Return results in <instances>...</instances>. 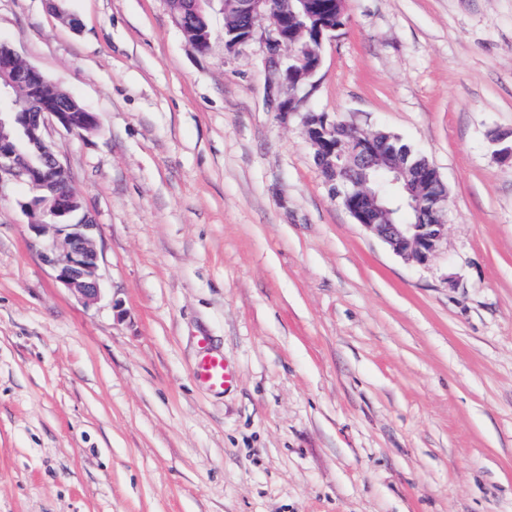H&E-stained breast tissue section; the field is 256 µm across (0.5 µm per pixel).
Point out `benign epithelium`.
Listing matches in <instances>:
<instances>
[{
    "mask_svg": "<svg viewBox=\"0 0 512 512\" xmlns=\"http://www.w3.org/2000/svg\"><path fill=\"white\" fill-rule=\"evenodd\" d=\"M207 0H169L177 24L195 47L204 52L210 42ZM321 0H224V44L229 50L250 40L259 23L268 22L267 71L275 76L268 89L272 109L284 116L298 111L304 98L297 91L320 68L319 48L325 38L341 26L336 21L316 22ZM293 49L286 55L284 49ZM0 63V130L27 118L25 133L36 144L38 167L24 161L10 137L0 133V183L4 179L29 185L36 195L24 203L29 227L40 254L56 279L85 302L98 298L102 276L96 246L99 225L85 211L82 199L70 188L67 174L47 138L51 125L82 136L97 126L92 112H70L74 98L63 96L62 109H43L37 95L22 99L15 95L22 76L34 83L47 82L35 67L22 64L11 46L5 47ZM306 133L315 160L326 181L356 223L381 238L402 259L423 265L438 251L445 235L448 194L438 171L430 164L406 166V157L388 137L370 135L358 127L325 113L309 112ZM494 155L512 164V130L491 138ZM388 172L391 196L400 209H412L421 221L395 223L382 219L387 210L378 181L371 169Z\"/></svg>",
    "mask_w": 512,
    "mask_h": 512,
    "instance_id": "7a95c632",
    "label": "benign epithelium"
}]
</instances>
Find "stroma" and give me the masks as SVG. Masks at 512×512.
Instances as JSON below:
<instances>
[{"label":"stroma","mask_w":512,"mask_h":512,"mask_svg":"<svg viewBox=\"0 0 512 512\" xmlns=\"http://www.w3.org/2000/svg\"><path fill=\"white\" fill-rule=\"evenodd\" d=\"M0 0V42L97 117L49 138L100 226L102 289L58 282L0 183V512H512V0H345L300 111L265 33L198 51L168 0ZM392 132L448 190L395 255L305 131ZM236 378H194L202 347Z\"/></svg>","instance_id":"stroma-1"}]
</instances>
